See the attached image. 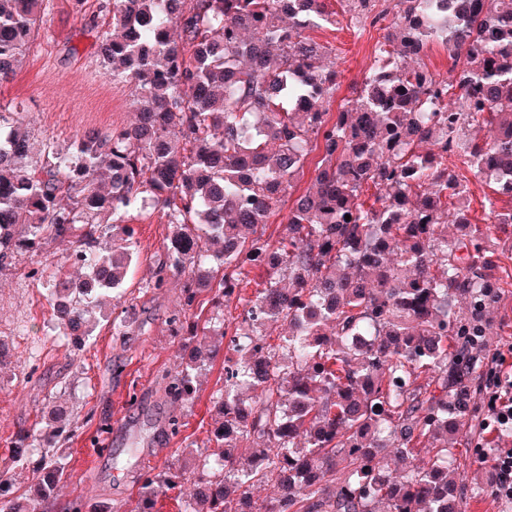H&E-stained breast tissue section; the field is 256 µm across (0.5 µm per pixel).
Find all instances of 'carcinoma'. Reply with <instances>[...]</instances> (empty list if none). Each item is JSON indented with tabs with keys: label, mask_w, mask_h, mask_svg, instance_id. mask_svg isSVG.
Masks as SVG:
<instances>
[{
	"label": "carcinoma",
	"mask_w": 512,
	"mask_h": 512,
	"mask_svg": "<svg viewBox=\"0 0 512 512\" xmlns=\"http://www.w3.org/2000/svg\"><path fill=\"white\" fill-rule=\"evenodd\" d=\"M346 2L349 23L367 20L373 0ZM44 3L0 0L1 81L21 68ZM394 9L374 65L334 117V62L306 35L340 23L327 0H113L98 53L112 80L134 87L135 121L36 154L27 127L0 113V271L71 242L46 290L63 335L83 340L128 276L126 219L154 205L169 246L143 290L166 287L170 271L184 277L167 329L191 347L163 375L166 398L195 399L227 336L232 351L208 439L217 451L187 445L175 462L141 468L123 504L62 505L57 445L77 414L54 405L0 466V492L31 470L29 490L0 496V512H157L185 480L197 492L177 496L178 512H461L455 445L478 417L481 337L512 281L495 275L503 251L471 222L459 171L512 198V0ZM432 45L446 49L450 78L418 63ZM316 146L313 182L273 242L257 228ZM252 269L265 276L248 294ZM233 305L242 312L230 334ZM279 324L288 331L273 343ZM391 451L406 462L400 473ZM268 485L274 496L253 498Z\"/></svg>",
	"instance_id": "obj_1"
}]
</instances>
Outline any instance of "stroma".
<instances>
[{
  "label": "stroma",
  "instance_id": "obj_1",
  "mask_svg": "<svg viewBox=\"0 0 512 512\" xmlns=\"http://www.w3.org/2000/svg\"><path fill=\"white\" fill-rule=\"evenodd\" d=\"M108 2L87 0L78 11L73 0H50L25 66L0 83V107L22 113L35 145L49 139L70 142L86 131H106L133 120L132 87L112 80L97 53L99 38L111 21ZM386 34L385 28L372 26L311 31V38L327 46L336 59V105H343L362 82ZM468 187L472 223L492 240H512V227L495 223L486 206L492 195L489 185L472 176ZM130 223L137 241L133 276L85 344L74 345L59 335L38 281L64 257L67 243L21 253L0 272V345L5 348L0 358V460L10 458L19 434L53 403L77 408L78 424L61 448L70 474L62 490L66 500H123L136 493L142 460L162 468L174 461L173 451L182 439L205 446L215 420L211 396L223 384L225 359L231 354L229 348L221 349L193 404L184 409L187 426L182 437L168 436L164 422L173 407L160 376L177 364L182 346L169 336L164 320L179 306L182 282L174 277L165 290L144 291L165 255L169 230L158 210L132 215ZM124 316L132 322L129 333L114 335L113 318ZM133 392L138 403L131 408L127 400ZM105 419L111 432L101 436L97 428ZM97 437L109 444V452L94 453L91 443Z\"/></svg>",
  "mask_w": 512,
  "mask_h": 512
}]
</instances>
